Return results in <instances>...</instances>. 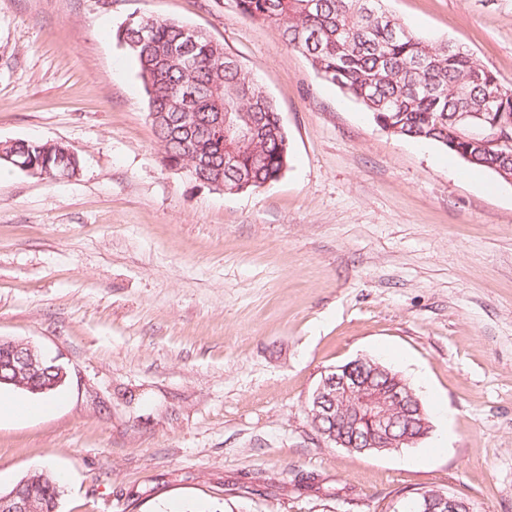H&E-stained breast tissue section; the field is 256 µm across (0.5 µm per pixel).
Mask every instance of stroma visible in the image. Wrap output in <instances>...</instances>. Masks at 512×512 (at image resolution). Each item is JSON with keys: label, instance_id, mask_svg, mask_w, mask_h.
<instances>
[{"label": "stroma", "instance_id": "obj_1", "mask_svg": "<svg viewBox=\"0 0 512 512\" xmlns=\"http://www.w3.org/2000/svg\"><path fill=\"white\" fill-rule=\"evenodd\" d=\"M385 6L512 87V0ZM141 16L206 29L264 85L277 182L226 194L165 166L115 38ZM18 139L79 171L0 181V336L68 372L48 413L0 420L1 493L45 467L61 512H401L424 489L512 512V183L383 131L238 0H0ZM360 357L418 391L415 447L357 455L311 427L324 372Z\"/></svg>", "mask_w": 512, "mask_h": 512}]
</instances>
